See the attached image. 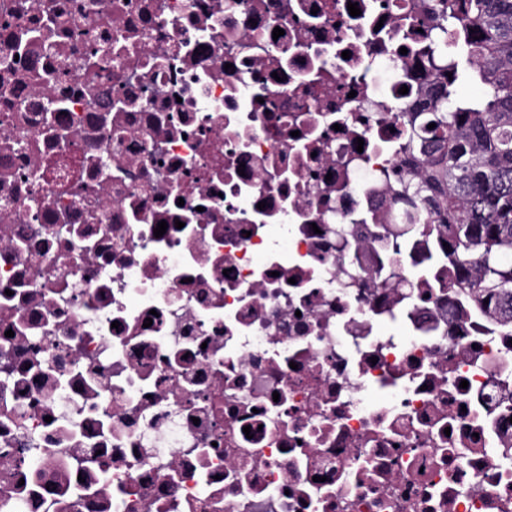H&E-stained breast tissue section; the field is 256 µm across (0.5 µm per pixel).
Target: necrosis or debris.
Instances as JSON below:
<instances>
[{
    "instance_id": "obj_1",
    "label": "necrosis or debris",
    "mask_w": 512,
    "mask_h": 512,
    "mask_svg": "<svg viewBox=\"0 0 512 512\" xmlns=\"http://www.w3.org/2000/svg\"><path fill=\"white\" fill-rule=\"evenodd\" d=\"M357 3L0 0V512H512V339L377 274L437 2Z\"/></svg>"
}]
</instances>
